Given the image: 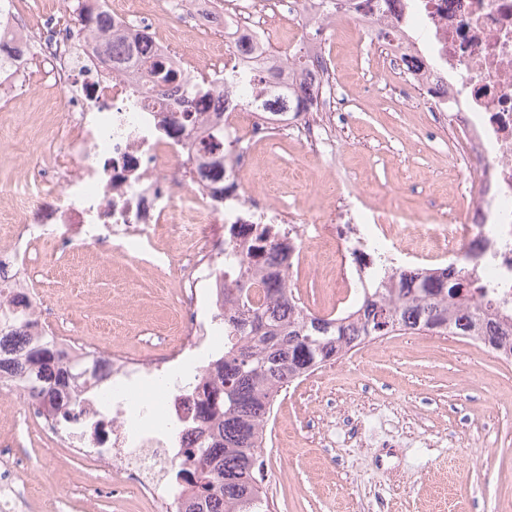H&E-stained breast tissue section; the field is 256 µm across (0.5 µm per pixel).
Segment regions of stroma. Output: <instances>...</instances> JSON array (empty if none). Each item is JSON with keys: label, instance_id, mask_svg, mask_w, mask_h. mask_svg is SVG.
I'll use <instances>...</instances> for the list:
<instances>
[{"label": "stroma", "instance_id": "35a3bbf8", "mask_svg": "<svg viewBox=\"0 0 512 512\" xmlns=\"http://www.w3.org/2000/svg\"><path fill=\"white\" fill-rule=\"evenodd\" d=\"M336 90L349 121L336 156L297 136L254 153L253 181L273 198L337 219L351 199L375 210L420 202L460 221L453 135L411 111L407 75L380 54L354 58V36L336 35ZM18 95L0 110V183L23 177L58 121ZM47 303L65 329L93 346L121 343L142 355L170 339L175 282L97 249L51 254L39 268ZM292 287L308 307L336 298L315 268ZM263 489L274 512H505L512 503V362L458 336L398 332L349 352L278 396L265 425ZM16 457L35 486L21 512H156L131 491L114 493L91 463L52 447L40 425H19L0 389V468Z\"/></svg>", "mask_w": 512, "mask_h": 512}]
</instances>
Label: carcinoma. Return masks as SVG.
I'll list each match as a JSON object with an SVG mask.
<instances>
[{"label":"carcinoma","instance_id":"carcinoma-1","mask_svg":"<svg viewBox=\"0 0 512 512\" xmlns=\"http://www.w3.org/2000/svg\"><path fill=\"white\" fill-rule=\"evenodd\" d=\"M278 230L255 248L267 276L247 272L251 257L230 248L224 277L233 282L224 310V354L212 362L223 386L202 410L210 421L197 448L186 449L190 468L175 483L191 488L179 512H271L257 478L264 425L278 392L356 347L396 332L461 336L498 351L512 350V309L497 304L488 285L452 261L429 271L399 269L361 282L354 303L324 316L308 310L291 288ZM42 380L66 381V371L45 341L24 352Z\"/></svg>","mask_w":512,"mask_h":512}]
</instances>
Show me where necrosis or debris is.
Returning <instances> with one entry per match:
<instances>
[{
  "instance_id": "4bbe7bcc",
  "label": "necrosis or debris",
  "mask_w": 512,
  "mask_h": 512,
  "mask_svg": "<svg viewBox=\"0 0 512 512\" xmlns=\"http://www.w3.org/2000/svg\"><path fill=\"white\" fill-rule=\"evenodd\" d=\"M63 11L106 13L100 32L34 17L17 0H0V39L14 45L0 73V99L18 86L47 92L63 114L32 163L31 175L0 186V201L18 210L0 244V350L17 353L49 336L51 313L30 275L33 253L75 254L94 247L175 271V245L191 269L176 290L174 341L143 358L104 352L91 366L80 401L35 399L27 375L0 378L16 392L24 418L45 421L61 448L92 460L118 485L133 484L163 512L179 504L168 474L187 466L198 444L192 423L215 381L204 369L184 374L186 362L217 344L216 314L224 297L217 274L228 244L246 250L275 225L300 262L308 244L336 260L337 304L349 302L367 273V259L395 265L388 241L398 235L416 258L448 256L467 262L481 246L477 271L497 298L512 304V0H61ZM331 34L347 26L378 49L386 67L410 71L434 127L460 136L458 167L472 195L465 223L444 212L399 208L372 215L361 232L359 210L339 225L294 212L251 184L253 148L273 134L296 132L326 145L329 129L347 116L323 89L333 72L325 43L306 40V70L270 53L274 27ZM144 46L171 74L162 93L148 90L139 64L109 70L105 47L124 53ZM38 57L42 70L29 67ZM208 75V98L190 82ZM305 90L306 108L289 106L288 90ZM231 141L217 142L215 129ZM174 243L164 256L156 237Z\"/></svg>"
}]
</instances>
